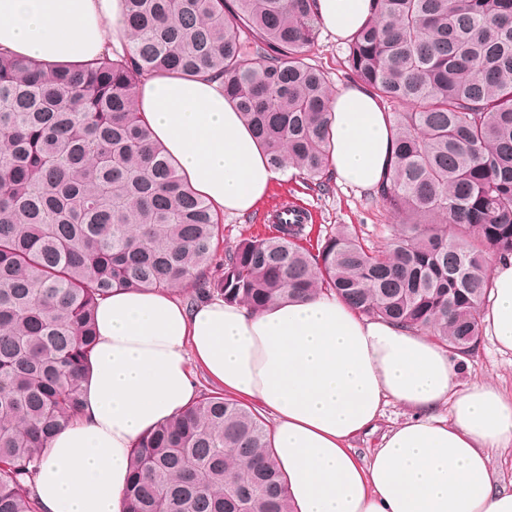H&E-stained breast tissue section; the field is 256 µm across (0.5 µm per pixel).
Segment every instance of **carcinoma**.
<instances>
[{"mask_svg":"<svg viewBox=\"0 0 512 512\" xmlns=\"http://www.w3.org/2000/svg\"><path fill=\"white\" fill-rule=\"evenodd\" d=\"M125 22L123 53L80 70L0 53V512H39L42 448L81 413L95 309L114 288L258 312L334 292L469 358L488 260L512 257V0H379L352 39L348 75L399 107L374 199L403 224L381 250L344 226L312 251L287 221L224 250L223 218L134 106L147 75L219 76L271 166L325 191L315 0H125ZM130 469L128 512H289L263 418L220 392L145 435Z\"/></svg>","mask_w":512,"mask_h":512,"instance_id":"1","label":"carcinoma"}]
</instances>
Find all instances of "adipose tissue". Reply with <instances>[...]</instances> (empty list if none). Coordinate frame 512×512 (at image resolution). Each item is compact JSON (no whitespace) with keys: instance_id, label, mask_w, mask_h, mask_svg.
I'll list each match as a JSON object with an SVG mask.
<instances>
[{"instance_id":"1","label":"adipose tissue","mask_w":512,"mask_h":512,"mask_svg":"<svg viewBox=\"0 0 512 512\" xmlns=\"http://www.w3.org/2000/svg\"><path fill=\"white\" fill-rule=\"evenodd\" d=\"M316 7L322 27L346 40L378 3ZM127 39L122 0H0V50L46 66L79 68ZM135 99L155 143L218 213L251 214L278 179L221 78L150 76ZM330 110L337 183L378 187L396 140L378 98L353 82ZM490 280L484 329L512 351V258L492 260ZM95 323L83 412L41 452L40 512H126L135 444L196 399L199 373L271 415L292 512H512L488 454L512 444V396L461 383V361L428 336L325 293L255 312L221 298L192 305L166 288H116ZM392 402L407 419L359 458L354 440Z\"/></svg>"}]
</instances>
